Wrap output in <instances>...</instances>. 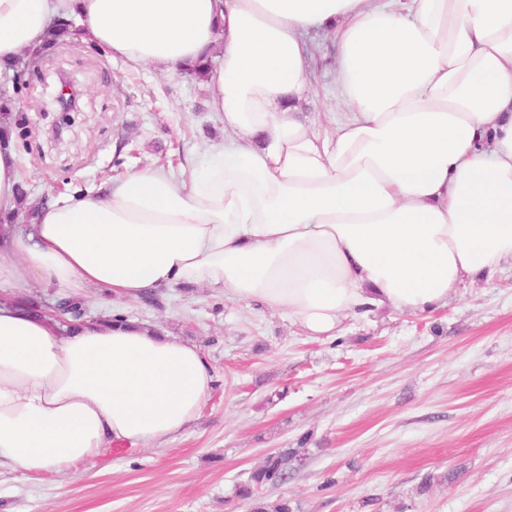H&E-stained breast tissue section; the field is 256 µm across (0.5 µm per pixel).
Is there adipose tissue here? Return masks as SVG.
Segmentation results:
<instances>
[{
    "label": "adipose tissue",
    "mask_w": 512,
    "mask_h": 512,
    "mask_svg": "<svg viewBox=\"0 0 512 512\" xmlns=\"http://www.w3.org/2000/svg\"><path fill=\"white\" fill-rule=\"evenodd\" d=\"M59 20L135 66L211 61L224 138L184 177L138 168L30 208L0 102V465L65 473L108 441L168 438L212 382L198 345L131 319L62 325L32 285L220 288L332 336L373 309L430 311L512 259V0H0V72ZM313 30L336 41L330 136L297 106Z\"/></svg>",
    "instance_id": "adipose-tissue-1"
}]
</instances>
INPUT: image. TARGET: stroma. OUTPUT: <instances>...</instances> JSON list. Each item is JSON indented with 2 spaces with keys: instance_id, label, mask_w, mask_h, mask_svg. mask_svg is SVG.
Segmentation results:
<instances>
[{
  "instance_id": "obj_1",
  "label": "stroma",
  "mask_w": 512,
  "mask_h": 512,
  "mask_svg": "<svg viewBox=\"0 0 512 512\" xmlns=\"http://www.w3.org/2000/svg\"><path fill=\"white\" fill-rule=\"evenodd\" d=\"M300 110L335 126V46L313 34ZM67 72L83 91L61 142L43 111ZM15 104L14 145L28 197L98 189L108 177L186 161L222 139L205 82L132 67L77 41L24 55L0 74ZM87 319L117 312L198 344L213 374L201 412L164 443L107 442L64 474L0 467V512H249L237 489L266 457L295 448L287 483L266 488L293 512H512V260L466 281L425 314L390 309L310 336L286 316L218 288L175 287L151 301L89 292Z\"/></svg>"
}]
</instances>
